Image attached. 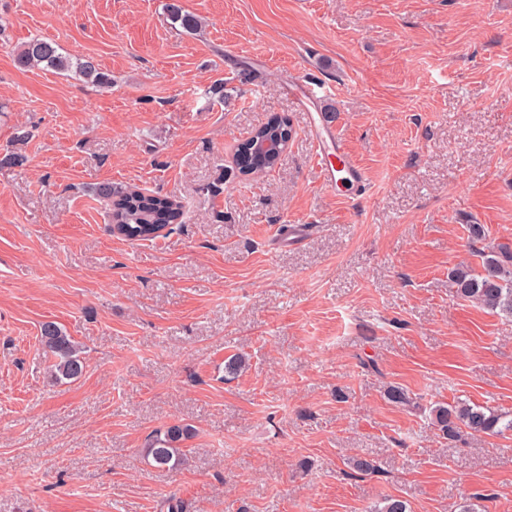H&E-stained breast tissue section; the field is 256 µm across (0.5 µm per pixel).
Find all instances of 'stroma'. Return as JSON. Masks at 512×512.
Instances as JSON below:
<instances>
[{"mask_svg": "<svg viewBox=\"0 0 512 512\" xmlns=\"http://www.w3.org/2000/svg\"><path fill=\"white\" fill-rule=\"evenodd\" d=\"M167 2L0 0V154L26 157L0 166V512H512V435L451 441L430 416L512 413V319L448 286L468 225L512 248V0H180L194 33ZM34 36L111 85L19 68ZM308 78L359 200L315 163L289 88ZM274 115L278 168L232 174ZM104 183L185 218L126 240ZM45 321L84 348L79 380H50ZM173 423L194 434L160 471L141 449Z\"/></svg>", "mask_w": 512, "mask_h": 512, "instance_id": "obj_1", "label": "stroma"}]
</instances>
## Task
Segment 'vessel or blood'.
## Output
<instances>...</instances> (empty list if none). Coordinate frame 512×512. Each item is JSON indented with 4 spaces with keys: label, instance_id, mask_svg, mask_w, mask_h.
Here are the masks:
<instances>
[{
    "label": "vessel or blood",
    "instance_id": "vessel-or-blood-1",
    "mask_svg": "<svg viewBox=\"0 0 512 512\" xmlns=\"http://www.w3.org/2000/svg\"><path fill=\"white\" fill-rule=\"evenodd\" d=\"M310 130L317 144L316 161L325 182H332L335 172H343L358 194L366 192L364 171L356 163L344 141L330 126L326 114L317 112L310 117Z\"/></svg>",
    "mask_w": 512,
    "mask_h": 512
}]
</instances>
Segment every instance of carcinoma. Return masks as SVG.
I'll list each match as a JSON object with an SVG mask.
<instances>
[{"label": "carcinoma", "mask_w": 512, "mask_h": 512, "mask_svg": "<svg viewBox=\"0 0 512 512\" xmlns=\"http://www.w3.org/2000/svg\"><path fill=\"white\" fill-rule=\"evenodd\" d=\"M174 21L191 32L199 27V20L185 12L178 0L167 5ZM19 67L28 69L43 65L59 72H74L96 85L109 83L108 76L100 71L91 59H73L60 52L57 43L33 37L16 54ZM259 134L281 137L284 142L292 139V127L281 117H273L256 129ZM278 164L274 159L257 162L252 159L237 164L242 176H260L272 171ZM97 194L110 206L116 233L132 241H149L173 224L182 222V202L174 196L148 194L136 186L114 188L110 184L99 186ZM474 265L461 263L448 272L450 287L457 296L476 302L482 307L512 318V252L506 249H481ZM40 342L50 357L48 373L55 382L76 381L86 369V358L81 346L57 323L45 322L40 328ZM433 422L450 440L462 435L482 438L502 436L512 432V414L488 405L454 401L435 406ZM191 434L186 425L173 424L146 438L142 448L144 460L154 468L173 470L184 462L182 442Z\"/></svg>", "instance_id": "carcinoma-1"}]
</instances>
